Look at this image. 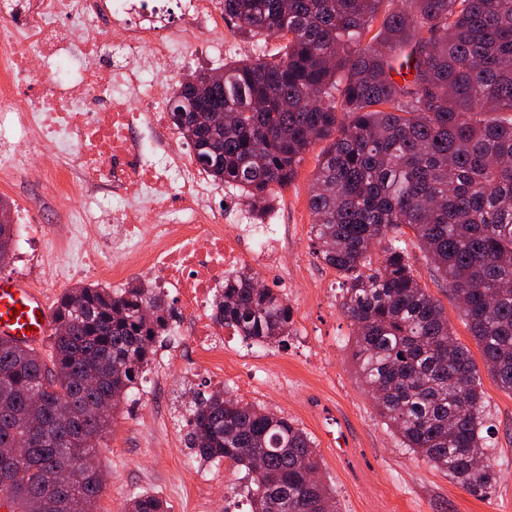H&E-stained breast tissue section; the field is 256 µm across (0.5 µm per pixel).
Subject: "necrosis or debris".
<instances>
[{"label":"necrosis or debris","instance_id":"necrosis-or-debris-1","mask_svg":"<svg viewBox=\"0 0 512 512\" xmlns=\"http://www.w3.org/2000/svg\"><path fill=\"white\" fill-rule=\"evenodd\" d=\"M223 53L220 0H0V179L50 157L38 175L68 202L81 255L62 266L55 238L38 235L31 287L136 274L177 299L168 370L219 387L231 330L215 318V290L245 263L272 267L282 239L226 223L219 187L155 83L178 82L187 58Z\"/></svg>","mask_w":512,"mask_h":512}]
</instances>
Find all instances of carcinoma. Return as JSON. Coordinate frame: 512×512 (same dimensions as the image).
I'll list each match as a JSON object with an SVG mask.
<instances>
[{"label": "carcinoma", "mask_w": 512, "mask_h": 512, "mask_svg": "<svg viewBox=\"0 0 512 512\" xmlns=\"http://www.w3.org/2000/svg\"><path fill=\"white\" fill-rule=\"evenodd\" d=\"M384 0H222L241 33L287 40L277 60L245 57L181 80L171 114L212 180L258 215L328 142L310 194L315 253L341 279L352 358L401 444L470 493L496 483L481 373L440 302L416 279L403 236L458 300L484 366L512 393V0H402L363 42ZM224 112V125L209 114ZM17 229L0 223V267ZM154 308L151 319L141 316ZM216 318L246 340L291 335L285 296L248 271L224 277ZM171 308L140 280L66 290L49 354L0 340V495L14 512H95L96 454L110 415L154 362ZM95 385H85L90 372ZM185 446L244 472L248 512H336L314 441L294 421L228 395L197 394ZM485 452L474 466V450ZM78 469L70 484L58 471ZM18 470L21 481L13 480ZM125 512H168L144 493Z\"/></svg>", "instance_id": "1"}]
</instances>
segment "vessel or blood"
Masks as SVG:
<instances>
[{
    "label": "vessel or blood",
    "mask_w": 512,
    "mask_h": 512,
    "mask_svg": "<svg viewBox=\"0 0 512 512\" xmlns=\"http://www.w3.org/2000/svg\"><path fill=\"white\" fill-rule=\"evenodd\" d=\"M52 311L45 296L23 280L0 278V335L17 343L38 347L51 328Z\"/></svg>",
    "instance_id": "b4317fda"
}]
</instances>
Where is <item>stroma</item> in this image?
Returning a JSON list of instances; mask_svg holds the SVG:
<instances>
[{
  "label": "stroma",
  "mask_w": 512,
  "mask_h": 512,
  "mask_svg": "<svg viewBox=\"0 0 512 512\" xmlns=\"http://www.w3.org/2000/svg\"><path fill=\"white\" fill-rule=\"evenodd\" d=\"M224 34L232 40L224 53L228 60L244 55L272 60L284 45L279 37L246 39L229 20ZM324 148L318 142L304 153L293 181L278 190L264 218H256L234 189H225L221 197L223 204L237 205L244 221L261 220L288 231V250L279 267L266 270L265 284L287 291L294 331L283 344L261 347L249 355V362L274 364L280 387L274 396L257 398V405L293 420L309 433L321 458L320 474L336 492L339 512H512V393L483 375L497 481L476 496L402 448L360 380L350 349L354 330L339 307L340 277L315 255L310 235L309 197ZM18 194L30 199L42 232L61 230L65 209L34 176H19L12 184L0 180L1 199L10 201ZM405 241L418 282L441 303L458 341L473 356H480L455 300L415 237L406 235ZM168 353L167 345L157 346L139 401L115 414L109 433L98 445L105 488L97 512H123L127 500L143 492L161 497L169 512H224L230 476L223 461L190 458L180 412L191 404L195 389L170 377L162 364ZM196 468L209 474L205 488L197 486L192 474Z\"/></svg>",
  "instance_id": "obj_1"
}]
</instances>
